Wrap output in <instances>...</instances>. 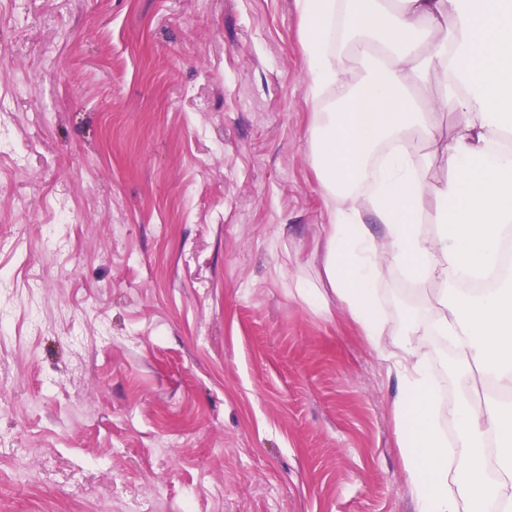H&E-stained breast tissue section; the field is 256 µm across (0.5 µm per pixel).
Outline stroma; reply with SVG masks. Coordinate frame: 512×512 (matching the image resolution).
I'll return each instance as SVG.
<instances>
[{
	"mask_svg": "<svg viewBox=\"0 0 512 512\" xmlns=\"http://www.w3.org/2000/svg\"><path fill=\"white\" fill-rule=\"evenodd\" d=\"M0 52V512H415L395 374L297 290L295 0H0ZM377 293L436 315L399 268Z\"/></svg>",
	"mask_w": 512,
	"mask_h": 512,
	"instance_id": "1",
	"label": "stroma"
}]
</instances>
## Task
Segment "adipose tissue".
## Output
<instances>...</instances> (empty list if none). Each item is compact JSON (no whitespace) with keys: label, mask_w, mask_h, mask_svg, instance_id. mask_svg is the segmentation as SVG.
<instances>
[{"label":"adipose tissue","mask_w":512,"mask_h":512,"mask_svg":"<svg viewBox=\"0 0 512 512\" xmlns=\"http://www.w3.org/2000/svg\"><path fill=\"white\" fill-rule=\"evenodd\" d=\"M296 4L307 95L332 102L307 140L329 219L323 275L399 380L393 413L416 512H459L464 496L512 512V275L500 273L512 233V0ZM436 106L462 121L441 153L451 176L433 186L431 158L410 138L436 142ZM430 196L438 223L425 234L418 219ZM392 264L417 289L439 285L428 325L384 317L375 285ZM495 275L490 293L461 289ZM431 334L460 346L453 458L434 412L422 342ZM476 369L493 385L479 406L467 399ZM452 466L462 483L449 481Z\"/></svg>","instance_id":"ef3b65f1"}]
</instances>
